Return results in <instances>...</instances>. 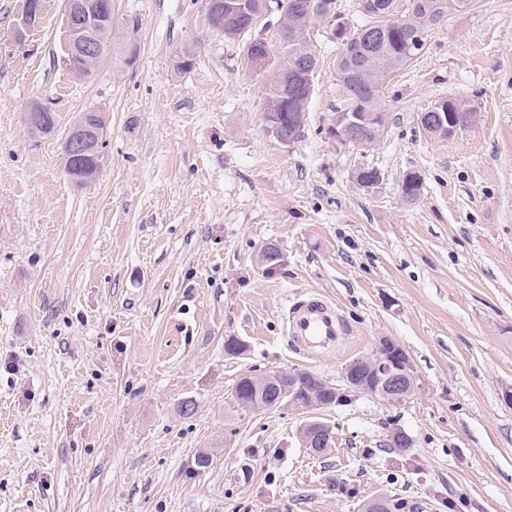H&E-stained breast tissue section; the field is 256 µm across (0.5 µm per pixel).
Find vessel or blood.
Masks as SVG:
<instances>
[{
    "instance_id": "vessel-or-blood-1",
    "label": "vessel or blood",
    "mask_w": 512,
    "mask_h": 512,
    "mask_svg": "<svg viewBox=\"0 0 512 512\" xmlns=\"http://www.w3.org/2000/svg\"><path fill=\"white\" fill-rule=\"evenodd\" d=\"M284 322L296 351L308 357L334 349L350 334L336 305L317 295L292 302L285 311Z\"/></svg>"
}]
</instances>
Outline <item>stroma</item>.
<instances>
[{
  "instance_id": "1",
  "label": "stroma",
  "mask_w": 512,
  "mask_h": 512,
  "mask_svg": "<svg viewBox=\"0 0 512 512\" xmlns=\"http://www.w3.org/2000/svg\"><path fill=\"white\" fill-rule=\"evenodd\" d=\"M22 9L0 0V512H360L379 495L512 512V0H475L430 29L386 78L370 147L328 133L344 94L326 27L288 144L242 43L208 27L207 0H112L115 22H138L133 59L104 53L81 81L65 64V0H45L19 40ZM446 99L469 119L428 136L419 115ZM35 102L57 115L50 138L26 130ZM91 109L107 118V163L79 188L63 143ZM364 168L377 185L359 183ZM269 244L280 260L264 266ZM310 293L351 332L314 358L283 323ZM229 336L243 353H225ZM383 336L423 383L404 407L231 403L242 377L273 370L339 384ZM311 420L333 432L320 455L304 442ZM395 427L407 457L387 446Z\"/></svg>"
}]
</instances>
